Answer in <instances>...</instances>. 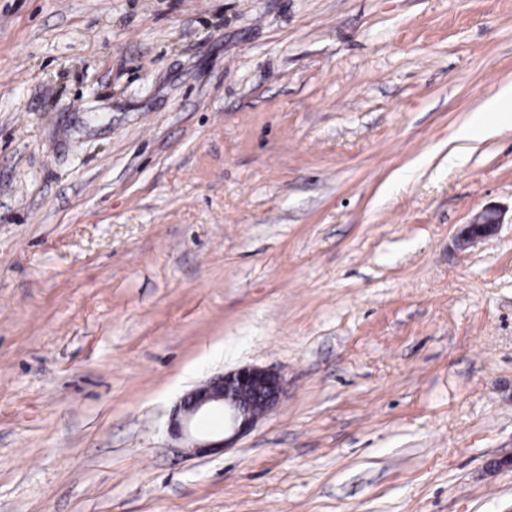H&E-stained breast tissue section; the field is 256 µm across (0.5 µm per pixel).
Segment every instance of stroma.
<instances>
[{"instance_id":"1","label":"stroma","mask_w":512,"mask_h":512,"mask_svg":"<svg viewBox=\"0 0 512 512\" xmlns=\"http://www.w3.org/2000/svg\"><path fill=\"white\" fill-rule=\"evenodd\" d=\"M509 84L512 0H0V512H512ZM496 124L512 126V90L509 86L502 88L481 110L474 112L470 119L460 126L456 138L459 141L471 140L477 134L490 133ZM502 224V213L495 207H485L470 224H465L459 234L460 246L465 248L477 239L493 236ZM282 377L259 366H244L216 375L188 391L173 410L171 435L183 439L189 455L231 448L273 410L283 391ZM224 415L222 437L193 434L195 419L206 413Z\"/></svg>"}]
</instances>
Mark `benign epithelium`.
Segmentation results:
<instances>
[{"label":"benign epithelium","mask_w":512,"mask_h":512,"mask_svg":"<svg viewBox=\"0 0 512 512\" xmlns=\"http://www.w3.org/2000/svg\"><path fill=\"white\" fill-rule=\"evenodd\" d=\"M502 224V213L486 207L474 220L464 225L459 234L460 246L465 248L477 239L493 236ZM282 377L259 366H244L216 375L188 391L173 410L171 435L185 441L187 454L232 447L251 431L258 420L273 410L283 391ZM224 415V430L218 437L193 434L195 419L206 413Z\"/></svg>","instance_id":"7a95c632"}]
</instances>
